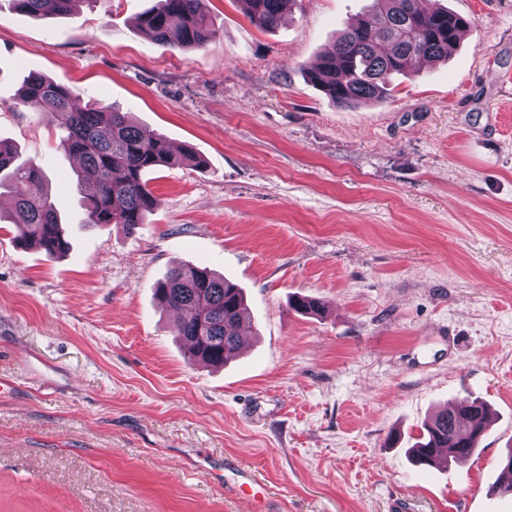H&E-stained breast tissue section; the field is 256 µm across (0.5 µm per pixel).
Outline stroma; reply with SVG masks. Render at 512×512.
Here are the masks:
<instances>
[{"label":"stroma","mask_w":512,"mask_h":512,"mask_svg":"<svg viewBox=\"0 0 512 512\" xmlns=\"http://www.w3.org/2000/svg\"><path fill=\"white\" fill-rule=\"evenodd\" d=\"M154 3L0 0V140L43 168L70 241L20 243L0 200V512H512L488 493L512 446V0H441L473 23L458 47L353 107L310 71L373 0H296L272 30L206 0L189 50L140 32ZM33 73L203 165L147 171L134 230L84 223L54 114L17 102ZM180 265L243 291L224 367L154 294ZM466 396L494 411L476 453L413 466L420 425ZM79 0H11L18 12L31 16L66 15L73 11Z\"/></svg>","instance_id":"stroma-1"}]
</instances>
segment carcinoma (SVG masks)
Listing matches in <instances>:
<instances>
[{
  "mask_svg": "<svg viewBox=\"0 0 512 512\" xmlns=\"http://www.w3.org/2000/svg\"><path fill=\"white\" fill-rule=\"evenodd\" d=\"M78 0H11L18 12L31 16L66 15ZM205 0H158L141 15L139 29L166 49L200 48L213 31ZM250 21L273 29L294 0H242ZM375 18L360 19L336 41L310 75L335 103L351 107L363 101L381 102L391 94V79L410 70L421 58L448 57L471 23L438 5V0H375ZM19 102L38 109L52 107L63 131L59 147L79 160L78 180L96 192L83 203L85 223L120 224L128 230L144 223L154 197L143 176L175 159L161 136L147 137L129 113L112 106L80 108L67 86L41 75L28 76ZM6 194L24 216L19 238L45 252L63 256L70 249L65 229L54 209L41 167L18 162L14 148L0 140V196ZM158 299L179 314L176 330L189 347L191 359L220 366L239 350V329L245 315L241 288L205 268L177 266L156 285ZM291 307L317 314L318 300L295 298ZM488 428L487 408L463 398L427 420L411 448L418 466L470 456ZM505 482L492 487L512 496V451L502 461Z\"/></svg>",
  "mask_w": 512,
  "mask_h": 512,
  "instance_id": "carcinoma-1",
  "label": "carcinoma"
}]
</instances>
